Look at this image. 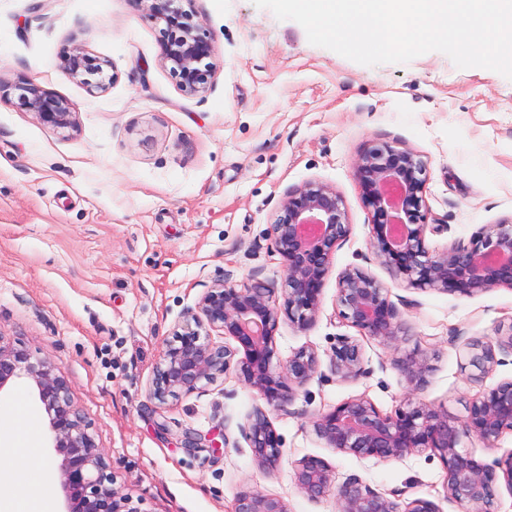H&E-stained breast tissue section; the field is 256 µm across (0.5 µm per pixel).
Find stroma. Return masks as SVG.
I'll return each mask as SVG.
<instances>
[{
	"instance_id": "obj_1",
	"label": "stroma",
	"mask_w": 512,
	"mask_h": 512,
	"mask_svg": "<svg viewBox=\"0 0 512 512\" xmlns=\"http://www.w3.org/2000/svg\"><path fill=\"white\" fill-rule=\"evenodd\" d=\"M193 6L209 22L220 69L205 93L189 97L161 66L159 28L134 0H0V84L33 80L77 111L75 129H54L14 97L0 98V343L56 366L113 489L141 512H229L245 488L282 497L291 512H336L333 497L312 501L296 488L290 463L306 455L326 459L337 480L356 475L457 512L437 456L338 454L311 419L360 396L390 413L411 395L461 417L484 388L512 378L511 354L480 383L461 368L468 341H492L512 323V290L465 297L395 278L368 248L369 211L352 176L379 144L422 156L426 201L444 227L425 232L433 250L512 220V79L458 68L438 51L365 66L310 44L300 24L252 0ZM71 43L109 61L115 80L105 91L90 93L59 67ZM308 181L343 197L350 232L332 258L316 325L301 331L284 320L276 333L277 359L305 347L322 366L287 411L271 413L285 461L265 471L241 433L258 400L236 375L161 408L148 389L166 342L208 288L280 282L270 226L284 194ZM348 268L406 301L408 335L397 351L340 318L337 279ZM342 335L356 340L367 377L341 382L331 373ZM417 349L431 370L413 394L390 359ZM21 408L33 417L47 477L32 483L22 455L13 480L63 512L60 458L25 378L0 390V412ZM188 431L228 442L186 448Z\"/></svg>"
}]
</instances>
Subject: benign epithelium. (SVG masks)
<instances>
[{
	"label": "benign epithelium",
	"instance_id": "obj_1",
	"mask_svg": "<svg viewBox=\"0 0 512 512\" xmlns=\"http://www.w3.org/2000/svg\"><path fill=\"white\" fill-rule=\"evenodd\" d=\"M161 25L160 62L188 96L206 92L220 68L207 19L193 9V0H135ZM59 65L92 93L113 81L108 61L80 45H67ZM15 105L55 129L76 127V108L38 84L21 79L11 86ZM363 201L371 214L368 245L394 276L416 289L475 296L494 288L512 289V221L487 225L470 245L430 250L425 241L430 212L426 202L427 163L412 151L389 144L362 154L353 168ZM349 234V215L336 189L308 181L280 201L270 237L280 257L281 286L246 280L219 282L186 312L180 330L165 344L153 370L149 397L160 405L168 398L191 395L234 372L264 402L249 416L242 434L254 460L267 470L284 457L282 439L270 420L285 411L320 372L319 355L301 348L288 359L273 362L275 334L285 318L301 331L312 328L321 313L322 294L331 258ZM339 314L361 335L393 348L407 335L399 306L384 288L358 268L342 272L337 282ZM229 337L231 346L212 335ZM468 379L482 381L500 364L496 352L512 353V325L495 344L466 343ZM330 370L342 381L370 373L358 345L341 336L330 356ZM411 391L423 389L431 370L420 351L391 358ZM26 378L37 391L48 418L51 448L61 456L58 478L65 512H140L112 488L108 464L88 433V424L73 405L65 380L46 358L0 345V390ZM313 426L326 447L338 453L383 461H402L424 451L437 455L446 469V493L459 512H491L501 486L512 491V452L487 462L463 446L476 439L493 444L512 432V379L488 388L461 418L448 409L407 399L385 414L366 397L340 402L316 415ZM295 486L312 501L334 496L336 512H439L425 498L405 500L404 490L387 494L357 476L341 483L325 459L307 455L291 462ZM231 512H290L287 502L258 490L238 491Z\"/></svg>",
	"mask_w": 512,
	"mask_h": 512
}]
</instances>
